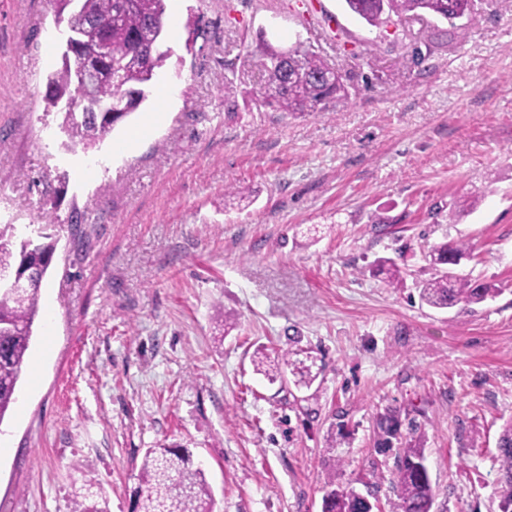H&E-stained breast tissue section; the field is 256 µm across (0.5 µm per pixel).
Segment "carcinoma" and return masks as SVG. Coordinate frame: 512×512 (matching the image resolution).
Returning a JSON list of instances; mask_svg holds the SVG:
<instances>
[{
    "label": "carcinoma",
    "instance_id": "cac0c4a2",
    "mask_svg": "<svg viewBox=\"0 0 512 512\" xmlns=\"http://www.w3.org/2000/svg\"><path fill=\"white\" fill-rule=\"evenodd\" d=\"M351 13L372 27L389 25L393 18L413 13L429 14L454 22L471 20L472 0H344ZM166 0H82V11L75 23L92 19L86 30L89 42L106 41L110 56L102 64V74L94 96L98 100L125 98L137 110L148 100L155 70L164 66L170 50L162 49L159 23L164 21ZM288 62L283 51L266 47L263 66L267 74L262 104L282 112H310L326 108L331 102L347 100L343 75L330 67L316 52L298 44L290 49ZM75 60H60L48 75L43 100L56 108L63 99L85 104L72 82ZM130 113L118 117L108 113L87 112L76 119L63 113L62 129L68 143L83 149L95 147ZM58 240L45 233L32 240L18 235L12 224H0V423L16 402V392L33 337V326L40 310V288L53 261ZM435 273L420 285V297L439 309L457 304H479L496 293L491 286L476 284L449 272L471 257L464 245L443 243L428 251ZM39 267L38 279L24 292L13 287V277L22 275L28 265ZM373 275L399 286L401 270L383 259L376 263ZM298 352L284 351L274 357L260 353L254 359L256 370L274 380L289 371L295 384L307 386L315 378L312 366L296 358ZM501 477L498 512H512V422L505 425L498 438ZM141 488L136 493L132 512H213L214 498L204 470L195 465L187 448L147 449L140 471ZM322 512H373L374 505L350 487L336 485V476L326 482ZM396 512H437L436 494L425 464L423 449L405 448L397 474L392 481ZM74 512H109L108 500L101 487L85 479L73 489Z\"/></svg>",
    "mask_w": 512,
    "mask_h": 512
}]
</instances>
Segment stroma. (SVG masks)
Segmentation results:
<instances>
[{"mask_svg": "<svg viewBox=\"0 0 512 512\" xmlns=\"http://www.w3.org/2000/svg\"><path fill=\"white\" fill-rule=\"evenodd\" d=\"M313 1L167 0L154 84L171 97L151 94L86 154L63 147L43 100L52 0H0V224L52 210L58 240L0 424L6 512H73L84 479L131 512L158 446L202 462L215 512H321L331 476L394 512L410 446L441 512H496L512 420V0H473L464 32L428 14L371 27L343 0ZM265 43L311 47L345 74L347 101L260 105ZM228 187L248 206L225 209ZM446 242L473 247L457 271L493 297L421 303L425 253ZM380 258L401 286L372 275ZM262 347L306 350L316 380L268 381Z\"/></svg>", "mask_w": 512, "mask_h": 512, "instance_id": "stroma-1", "label": "stroma"}]
</instances>
